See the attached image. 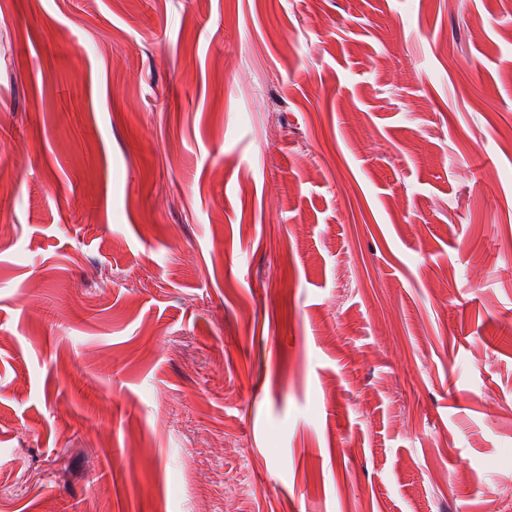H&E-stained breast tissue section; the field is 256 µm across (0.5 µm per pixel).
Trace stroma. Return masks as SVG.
<instances>
[{
    "label": "stroma",
    "mask_w": 512,
    "mask_h": 512,
    "mask_svg": "<svg viewBox=\"0 0 512 512\" xmlns=\"http://www.w3.org/2000/svg\"><path fill=\"white\" fill-rule=\"evenodd\" d=\"M0 512H512V0H0Z\"/></svg>",
    "instance_id": "stroma-1"
}]
</instances>
